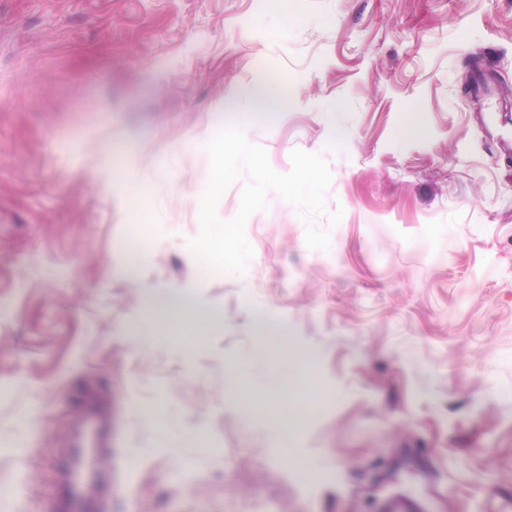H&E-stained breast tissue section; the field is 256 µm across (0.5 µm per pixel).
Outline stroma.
I'll use <instances>...</instances> for the list:
<instances>
[{"instance_id": "stroma-1", "label": "stroma", "mask_w": 512, "mask_h": 512, "mask_svg": "<svg viewBox=\"0 0 512 512\" xmlns=\"http://www.w3.org/2000/svg\"><path fill=\"white\" fill-rule=\"evenodd\" d=\"M220 119L279 173L325 157L328 250L272 193L245 274L201 268ZM154 288L223 325L185 355L140 317ZM266 314L328 396L283 452L226 376L263 383ZM93 395L108 512H512V0H0V512H53ZM158 407L206 446L162 447ZM161 224L159 214L152 208L147 196L139 199L136 209V229L141 237L149 238Z\"/></svg>"}]
</instances>
